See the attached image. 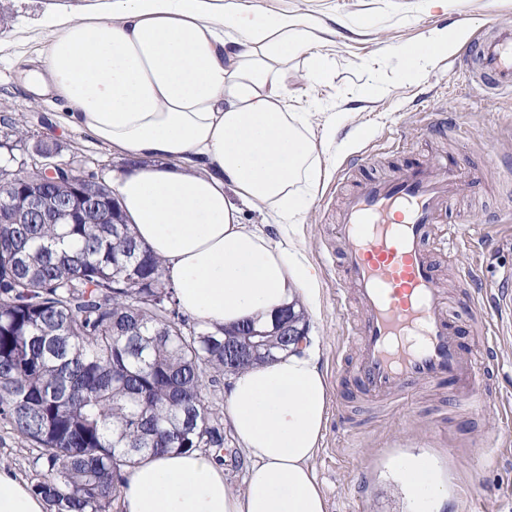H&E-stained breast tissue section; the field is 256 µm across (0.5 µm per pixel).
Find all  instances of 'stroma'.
I'll return each instance as SVG.
<instances>
[{"mask_svg":"<svg viewBox=\"0 0 512 512\" xmlns=\"http://www.w3.org/2000/svg\"><path fill=\"white\" fill-rule=\"evenodd\" d=\"M46 0H0L11 17L0 30V111L19 118L38 139L54 143L61 158L81 154L105 181L129 159L87 133L65 126L61 102L34 96L24 74L46 34L24 30ZM300 14L330 18L334 36L326 78L310 83L303 59L288 65L292 98L310 104L309 123L321 133L329 113L349 118L336 128V149L323 171L317 195L302 215L297 243L320 274L322 307L307 314L308 336L330 387L328 420L313 460L328 512H422L424 505L401 479L411 456L434 457L448 481L440 512H512V419L489 402L476 407L447 386H414L398 403L385 405L347 395L355 359L348 333L360 313L338 309L341 272L329 257L336 248L338 197L351 190L360 171L348 168L357 154L378 157L369 174L384 175L408 159L459 158L475 186L453 207L452 223L477 224L459 254L437 256L438 279L464 330L466 351L485 367L491 390L512 396V333L488 358L481 337L468 330L471 302L481 297L494 310L501 275L512 269V100L489 98L469 76L455 70L456 52L426 67L416 79L401 74L399 47H421L435 28L463 30L472 45L489 26L512 22V0H265Z\"/></svg>","mask_w":512,"mask_h":512,"instance_id":"35a3bbf8","label":"stroma"}]
</instances>
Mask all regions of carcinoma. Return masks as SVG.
<instances>
[{"label":"carcinoma","instance_id":"cac0c4a2","mask_svg":"<svg viewBox=\"0 0 512 512\" xmlns=\"http://www.w3.org/2000/svg\"><path fill=\"white\" fill-rule=\"evenodd\" d=\"M0 136L29 139L3 118ZM0 175V423L35 450L32 489L49 512H119L122 472L148 456L210 448L224 435L203 391L289 350L274 325L203 329L183 312L123 211L99 223L95 174L75 224L27 206L43 170L3 156Z\"/></svg>","mask_w":512,"mask_h":512}]
</instances>
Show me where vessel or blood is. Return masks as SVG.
Returning <instances> with one entry per match:
<instances>
[{
  "label": "vessel or blood",
  "mask_w": 512,
  "mask_h": 512,
  "mask_svg": "<svg viewBox=\"0 0 512 512\" xmlns=\"http://www.w3.org/2000/svg\"><path fill=\"white\" fill-rule=\"evenodd\" d=\"M494 96L512 95V24L500 23L457 60ZM453 157L413 160L363 178L342 199L337 237L344 282L363 311L351 380L357 394L395 398L426 382H448L483 401L479 370L464 355L462 329L450 316L436 264L426 247L457 248L467 230L438 232L462 194Z\"/></svg>",
  "instance_id": "1"
}]
</instances>
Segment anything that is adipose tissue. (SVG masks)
Listing matches in <instances>:
<instances>
[{"mask_svg": "<svg viewBox=\"0 0 512 512\" xmlns=\"http://www.w3.org/2000/svg\"><path fill=\"white\" fill-rule=\"evenodd\" d=\"M49 34L26 76L69 104L62 121L130 157L114 180L138 238L162 259L182 311L202 326L265 321L285 306L321 307L319 275L290 234L315 199L336 137H314L283 77L304 58L311 80L330 57L314 15L259 0H72L35 20ZM260 210L280 238L241 221ZM329 386L310 349L232 375L224 413L250 467L233 487L213 454L172 452L126 469L124 512H327L312 461ZM403 480L418 498L448 490L429 457ZM0 512H46L0 467Z\"/></svg>", "mask_w": 512, "mask_h": 512, "instance_id": "obj_1", "label": "adipose tissue"}]
</instances>
